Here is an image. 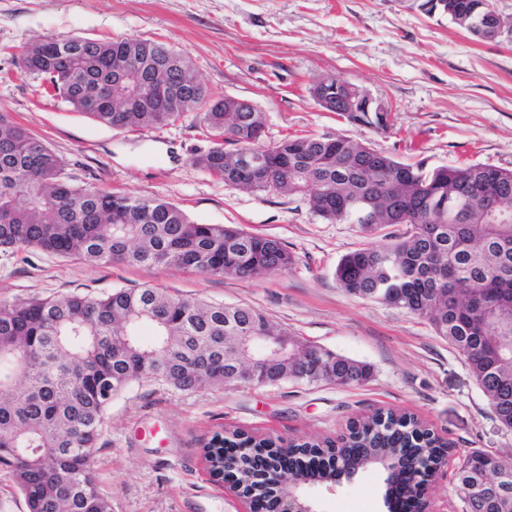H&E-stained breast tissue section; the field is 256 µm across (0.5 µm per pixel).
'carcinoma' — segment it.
Segmentation results:
<instances>
[{
  "instance_id": "1",
  "label": "carcinoma",
  "mask_w": 512,
  "mask_h": 512,
  "mask_svg": "<svg viewBox=\"0 0 512 512\" xmlns=\"http://www.w3.org/2000/svg\"><path fill=\"white\" fill-rule=\"evenodd\" d=\"M438 11L472 32L489 17L488 0H439ZM130 56L118 76L112 59ZM18 68L74 110L114 129L159 128L197 112L213 145L194 159L239 189L307 197L329 223L366 231L401 226L386 243L345 254L333 276L361 299L407 310L462 354L501 425L512 431V170L483 164H405L348 136L286 137L259 145L262 112H224L226 96L199 80L189 59L142 37L99 42L78 36L29 43ZM171 84L164 95L156 86ZM355 84L323 76L310 89L336 96ZM132 94L142 107L119 109ZM256 152L262 168L243 172L239 155ZM35 248L90 267L112 264L191 269L211 276L254 278L288 271L294 256L278 238L223 224H198L176 203L80 186L51 148L0 113V252ZM289 336L296 352L270 366L264 385L293 380L361 384L371 367L300 340L258 309L226 305L145 286L102 296L0 302V469L12 478L28 512H112L93 458L112 399L132 383L181 391L231 382L232 336L256 326ZM149 328L151 336L142 331ZM254 448H277L296 481L350 477L387 448L412 479L426 458L440 464L444 441L406 415L377 412L349 426L341 441H291L246 436ZM237 441H210L211 472L244 470ZM342 455L345 468L314 467L310 458ZM474 451L455 468L466 512H512V465L492 469Z\"/></svg>"
}]
</instances>
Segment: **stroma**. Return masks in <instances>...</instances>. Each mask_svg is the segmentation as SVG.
<instances>
[{
    "instance_id": "1",
    "label": "stroma",
    "mask_w": 512,
    "mask_h": 512,
    "mask_svg": "<svg viewBox=\"0 0 512 512\" xmlns=\"http://www.w3.org/2000/svg\"><path fill=\"white\" fill-rule=\"evenodd\" d=\"M422 0H0V113L65 162L75 184L177 203L201 224L281 239L292 271L251 279L176 268H91L36 249L0 253V301L168 288L246 304L301 340L371 365L361 385H227L184 392L131 384L109 406L95 455L112 512H251L231 482L209 476L214 434L338 437L382 408L414 414L446 441L449 460L427 481L440 512H464L453 478L474 450L512 456V431L492 412L465 359L424 319L339 288L342 255L382 244L381 233L329 223L298 195L250 192L201 170L211 141L196 113L152 129L115 130L44 94L17 62L32 40L141 36L188 56L199 78L265 114V143L345 135L426 168L485 164L512 170V38L481 42ZM344 77L392 108L387 129L357 127L313 101L309 86ZM384 475L304 493L316 512H388Z\"/></svg>"
}]
</instances>
